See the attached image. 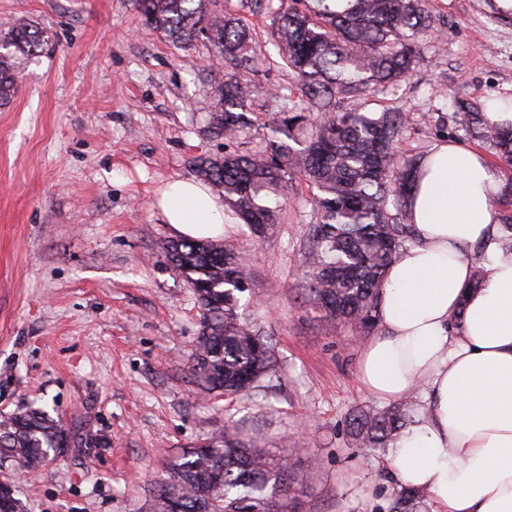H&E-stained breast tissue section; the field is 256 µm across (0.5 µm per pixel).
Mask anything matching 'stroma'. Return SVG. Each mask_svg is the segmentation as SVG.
<instances>
[{
  "instance_id": "1",
  "label": "stroma",
  "mask_w": 512,
  "mask_h": 512,
  "mask_svg": "<svg viewBox=\"0 0 512 512\" xmlns=\"http://www.w3.org/2000/svg\"><path fill=\"white\" fill-rule=\"evenodd\" d=\"M430 9L434 33L412 73L369 109L406 112L401 156L445 140L483 153L500 175L494 215H512V166L465 133L455 106L512 98V18L494 0ZM270 19L254 17L253 61L240 70L257 122L229 142L206 129L225 73L208 44L175 49L132 0H0V31L27 22L48 36L0 103V414L42 408L90 442L17 478L27 512H145L166 459L243 418L305 479L299 512H387V463L346 428L353 409L386 405L358 379L363 342L298 294L317 221L305 181L263 237L224 223L250 268L241 314L271 337L280 372L231 399L188 370L201 311L166 257L174 234L153 202L198 157L264 150V123L298 103Z\"/></svg>"
}]
</instances>
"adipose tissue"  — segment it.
<instances>
[{
	"mask_svg": "<svg viewBox=\"0 0 512 512\" xmlns=\"http://www.w3.org/2000/svg\"><path fill=\"white\" fill-rule=\"evenodd\" d=\"M499 187L479 152L431 149L410 196L415 242L388 268L378 330L360 354L358 378L375 396L396 401L421 385L388 462L396 483L426 488L433 512H512V251L493 215ZM156 208L178 235L224 232V203L199 181H169ZM473 247L484 269L476 288Z\"/></svg>",
	"mask_w": 512,
	"mask_h": 512,
	"instance_id": "1",
	"label": "adipose tissue"
}]
</instances>
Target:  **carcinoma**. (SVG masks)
Listing matches in <instances>:
<instances>
[{"mask_svg": "<svg viewBox=\"0 0 512 512\" xmlns=\"http://www.w3.org/2000/svg\"><path fill=\"white\" fill-rule=\"evenodd\" d=\"M245 13H218L210 0H135L145 25L172 46L187 49L207 41L230 70L209 112V133L230 140L252 125L253 90L236 68L252 50L251 17L265 0H241ZM433 18L428 0H279L270 36L296 74L302 110L313 114L312 133L288 144L305 114L267 125L266 149L199 157L193 172L224 194V213L250 233L277 223L295 177L314 185L319 222L310 225L300 296L322 317L360 336L379 321L380 291L387 267L412 237L406 223L410 177L418 166L395 148L407 122L400 110L364 111L365 103L405 78L415 63ZM46 31L22 23L0 33V102L14 93L21 60L45 43ZM352 98L358 108L345 110ZM467 134L512 165V130L485 123L483 113H464ZM165 250L193 289L201 309L190 371L205 391L250 394L278 372L275 345L256 323L239 313L249 269L240 249L225 242L183 239ZM415 415V395L384 409L360 408L348 418L356 446L385 458L396 435ZM62 420L40 408L0 418V472L11 485L14 468L36 474L70 444ZM170 479L149 490L154 512H297L303 480L290 474L288 459L259 446L258 432L232 421L168 463ZM422 487L395 491L388 512H427ZM0 512H26L15 489L0 496Z\"/></svg>", "mask_w": 512, "mask_h": 512, "instance_id": "cac0c4a2", "label": "carcinoma"}]
</instances>
